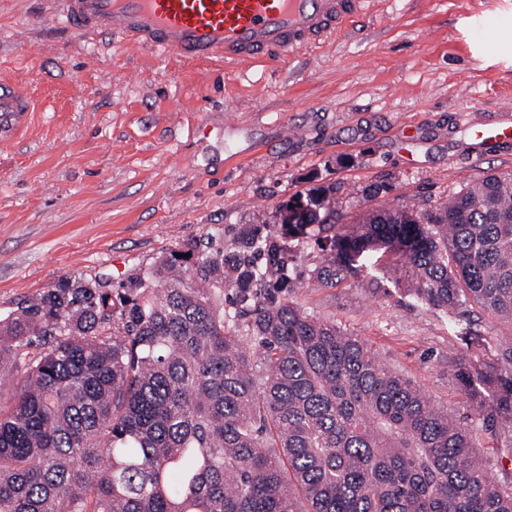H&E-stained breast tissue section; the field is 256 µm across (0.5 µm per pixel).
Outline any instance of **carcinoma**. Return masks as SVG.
Here are the masks:
<instances>
[{"label":"carcinoma","mask_w":512,"mask_h":512,"mask_svg":"<svg viewBox=\"0 0 512 512\" xmlns=\"http://www.w3.org/2000/svg\"><path fill=\"white\" fill-rule=\"evenodd\" d=\"M287 224L224 230L116 285L66 277L0 318V512H512V335L467 327L460 421L355 334L288 299L305 280L400 273L417 304L512 325V171L430 210L334 224L336 190ZM494 441V459L480 439Z\"/></svg>","instance_id":"1"}]
</instances>
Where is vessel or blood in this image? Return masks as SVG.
<instances>
[{"label":"vessel or blood","instance_id":"1","mask_svg":"<svg viewBox=\"0 0 512 512\" xmlns=\"http://www.w3.org/2000/svg\"><path fill=\"white\" fill-rule=\"evenodd\" d=\"M370 0H63L67 23L126 46L171 52L189 62L233 66L325 41L365 15ZM37 101L0 80V144L19 139Z\"/></svg>","mask_w":512,"mask_h":512}]
</instances>
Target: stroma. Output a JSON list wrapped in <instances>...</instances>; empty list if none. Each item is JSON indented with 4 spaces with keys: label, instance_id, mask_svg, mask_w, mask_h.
<instances>
[{
    "label": "stroma",
    "instance_id": "35a3bbf8",
    "mask_svg": "<svg viewBox=\"0 0 512 512\" xmlns=\"http://www.w3.org/2000/svg\"><path fill=\"white\" fill-rule=\"evenodd\" d=\"M197 64L69 29L56 0H0V79L38 101L0 146V316L73 275L122 282L213 228L232 241L278 205L336 185V221L369 205H438L512 170V0H372L319 48L197 80ZM380 186L366 199L369 186ZM288 297L333 318L456 417L455 318L392 284L307 283L293 244Z\"/></svg>",
    "mask_w": 512,
    "mask_h": 512
}]
</instances>
